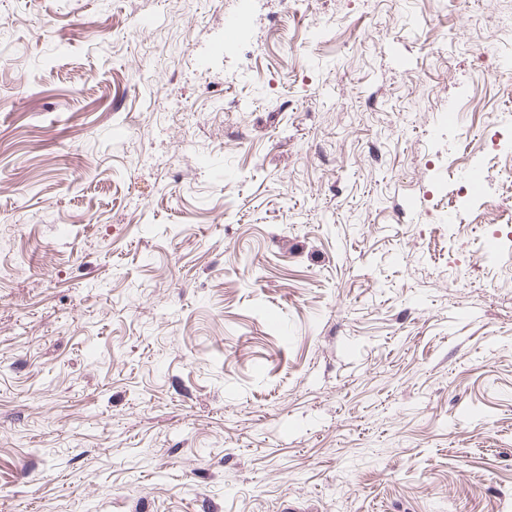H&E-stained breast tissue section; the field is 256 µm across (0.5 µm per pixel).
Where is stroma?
I'll return each mask as SVG.
<instances>
[{"mask_svg": "<svg viewBox=\"0 0 512 512\" xmlns=\"http://www.w3.org/2000/svg\"><path fill=\"white\" fill-rule=\"evenodd\" d=\"M511 22L0 0V512H512Z\"/></svg>", "mask_w": 512, "mask_h": 512, "instance_id": "stroma-1", "label": "stroma"}]
</instances>
